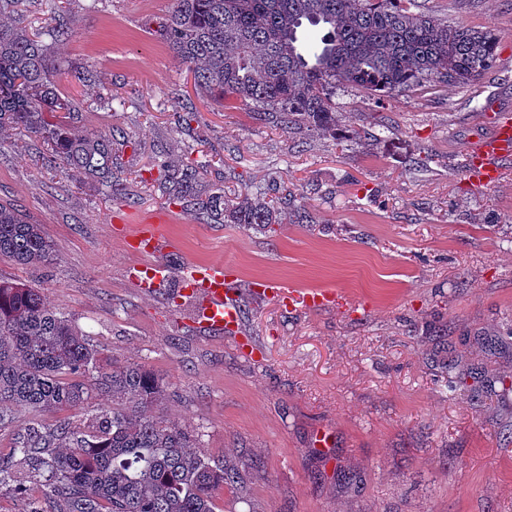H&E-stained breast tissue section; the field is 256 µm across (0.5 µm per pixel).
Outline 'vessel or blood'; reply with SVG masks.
<instances>
[{"label":"vessel or blood","instance_id":"vessel-or-blood-1","mask_svg":"<svg viewBox=\"0 0 512 512\" xmlns=\"http://www.w3.org/2000/svg\"><path fill=\"white\" fill-rule=\"evenodd\" d=\"M467 182L476 188L497 183L500 177L498 160L512 157V116L500 115L489 135L478 137L464 147ZM131 244L147 253L155 254L167 247L159 225L144 223L128 230ZM176 281L178 304L189 306L192 318L199 324L243 339V316L240 293L228 269L221 263L197 265L184 263L170 266L155 263L142 267L138 282L146 291L161 288L168 281ZM252 295L288 302L290 307L319 309L336 297L335 290L315 289L302 292L284 282H267L253 287Z\"/></svg>","mask_w":512,"mask_h":512}]
</instances>
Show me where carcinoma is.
I'll return each instance as SVG.
<instances>
[{
  "label": "carcinoma",
  "mask_w": 512,
  "mask_h": 512,
  "mask_svg": "<svg viewBox=\"0 0 512 512\" xmlns=\"http://www.w3.org/2000/svg\"><path fill=\"white\" fill-rule=\"evenodd\" d=\"M0 0V134L19 130L40 143L42 161L112 191L123 181L117 142L76 126L79 110L55 81L62 63L53 45L71 35L65 14L43 36L5 17ZM323 28L320 46L299 50L303 25ZM157 36L188 64L195 85L215 101L239 102L263 125L285 126L302 140L343 137L338 92L355 90L377 104L409 92L471 88L494 68L498 34L490 27L448 22L418 0H174ZM197 113L186 104L175 124L187 133ZM142 181L162 199L208 224L269 232L288 218L313 217L271 177L237 200L207 179L200 162L165 160ZM0 256L22 266L54 260L42 226L13 204L0 203ZM112 397L88 424L54 428L28 423L12 455L0 457V489L28 497L23 512H215L218 488L237 473L199 449V434L156 411L163 381L136 361L102 364L75 321L32 286L0 281V428L31 412ZM42 494L29 495L30 486Z\"/></svg>",
  "instance_id": "carcinoma-1"
}]
</instances>
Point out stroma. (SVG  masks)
<instances>
[{
	"label": "stroma",
	"mask_w": 512,
	"mask_h": 512,
	"mask_svg": "<svg viewBox=\"0 0 512 512\" xmlns=\"http://www.w3.org/2000/svg\"><path fill=\"white\" fill-rule=\"evenodd\" d=\"M427 10L499 37L497 68L474 92L398 95L376 106L339 93L345 130L299 143L254 123L244 106L199 94L189 67L148 29L173 0H47L20 26L38 34L50 6L72 35L59 56L92 67L125 101L100 108L89 87L62 76L81 125L118 126L124 192L36 163L37 143L0 135V202L21 206L52 241L39 267L0 257V280L38 288L112 361L136 360L167 387L166 412L202 435L206 454L241 481L217 491L218 512H512V159L489 188L463 178V146L492 129L485 103L512 111V0H423ZM192 104L193 135L174 112ZM209 160L227 196L277 177L310 194V224L261 233L206 224L158 197L139 175L158 158ZM423 166L408 165V157ZM154 218L170 251L140 255L115 222ZM221 262L238 283L331 288L319 310L246 297L254 352L197 324L167 292L143 293L136 265ZM477 378L448 386L451 366ZM356 476L347 485L337 470Z\"/></svg>",
	"instance_id": "35a3bbf8"
}]
</instances>
